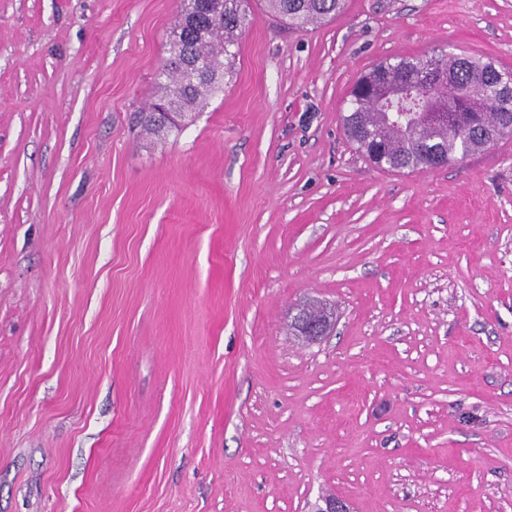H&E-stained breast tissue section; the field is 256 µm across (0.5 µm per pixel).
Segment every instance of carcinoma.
<instances>
[{"label":"carcinoma","instance_id":"1","mask_svg":"<svg viewBox=\"0 0 512 512\" xmlns=\"http://www.w3.org/2000/svg\"><path fill=\"white\" fill-rule=\"evenodd\" d=\"M247 0H224V21L212 24L199 0H182V10L168 43L165 98L177 112L203 104L222 85L235 63L239 38L252 23ZM269 12L292 26L324 22L339 13L344 0H264ZM201 58L209 76L199 80L181 71L185 57ZM440 72L442 80L429 87L412 86L383 112L371 105L358 87L397 85L424 68ZM344 130L356 150L370 162L392 170H420L451 164L497 140L502 128H512V72L475 56L433 52L375 64L355 82ZM435 115L414 126L411 115ZM137 122L149 136L166 138L175 126L140 112Z\"/></svg>","mask_w":512,"mask_h":512}]
</instances>
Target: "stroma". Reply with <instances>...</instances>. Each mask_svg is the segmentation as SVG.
<instances>
[{
	"label": "stroma",
	"instance_id": "1",
	"mask_svg": "<svg viewBox=\"0 0 512 512\" xmlns=\"http://www.w3.org/2000/svg\"><path fill=\"white\" fill-rule=\"evenodd\" d=\"M249 8L157 141L181 0H0V512H512V136L399 172L343 129L380 61L512 71V0ZM269 12L292 26L324 22L339 13L344 0H264Z\"/></svg>",
	"mask_w": 512,
	"mask_h": 512
}]
</instances>
